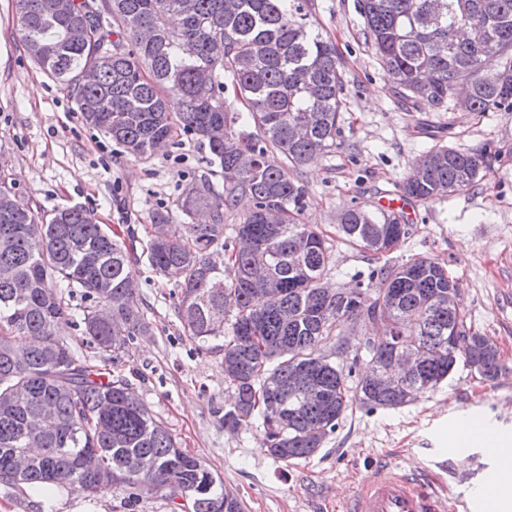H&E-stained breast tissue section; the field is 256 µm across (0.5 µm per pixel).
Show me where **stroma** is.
Here are the masks:
<instances>
[{
  "instance_id": "stroma-1",
  "label": "stroma",
  "mask_w": 512,
  "mask_h": 512,
  "mask_svg": "<svg viewBox=\"0 0 512 512\" xmlns=\"http://www.w3.org/2000/svg\"><path fill=\"white\" fill-rule=\"evenodd\" d=\"M312 2V16L335 41L345 73L341 143L299 173L306 189L302 222L333 238L326 286L367 285L374 267L334 238L345 208H377L434 145L482 152L478 182L416 205L409 234L391 258L420 255L447 264L460 286L461 308L498 346L505 373L488 382L460 364L407 405L354 406L318 451L284 462L262 447L259 428H225L233 392L224 383L221 357L186 336L174 282L147 261H140L135 279L150 333L136 337L128 355L109 366L88 345L77 344L76 351L87 364L125 379L181 448L223 480L243 512H345L376 463L425 467L451 489L478 493L487 473L496 471L497 456L481 442L458 447L448 427L470 416L512 439V112L438 110L422 102L403 107L365 40L359 0ZM205 156L203 146L180 132L163 152L138 160L87 125L65 85L29 56L15 0H0V181L12 185L22 207L46 217L79 206L112 231L132 229L144 240L156 212L183 223L179 203L191 181L207 174L222 188ZM58 498L63 505L55 512L75 501L88 512H192L189 499L151 493L135 499L115 486L92 496L66 488Z\"/></svg>"
}]
</instances>
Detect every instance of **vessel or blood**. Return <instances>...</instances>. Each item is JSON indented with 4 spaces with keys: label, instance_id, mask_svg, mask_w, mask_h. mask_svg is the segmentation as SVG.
<instances>
[{
    "label": "vessel or blood",
    "instance_id": "obj_1",
    "mask_svg": "<svg viewBox=\"0 0 512 512\" xmlns=\"http://www.w3.org/2000/svg\"><path fill=\"white\" fill-rule=\"evenodd\" d=\"M473 508L468 497L450 494L441 481L424 471L399 468L386 479L371 470L346 512H472Z\"/></svg>",
    "mask_w": 512,
    "mask_h": 512
}]
</instances>
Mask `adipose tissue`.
Returning <instances> with one entry per match:
<instances>
[{"instance_id": "adipose-tissue-1", "label": "adipose tissue", "mask_w": 512, "mask_h": 512, "mask_svg": "<svg viewBox=\"0 0 512 512\" xmlns=\"http://www.w3.org/2000/svg\"><path fill=\"white\" fill-rule=\"evenodd\" d=\"M460 446L482 441L493 448L500 459V467L494 478L482 490L492 512H512V444L505 442L499 433L477 419L463 418L451 428Z\"/></svg>"}]
</instances>
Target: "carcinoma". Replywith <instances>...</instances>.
I'll return each mask as SVG.
<instances>
[{
  "instance_id": "carcinoma-1",
  "label": "carcinoma",
  "mask_w": 512,
  "mask_h": 512,
  "mask_svg": "<svg viewBox=\"0 0 512 512\" xmlns=\"http://www.w3.org/2000/svg\"><path fill=\"white\" fill-rule=\"evenodd\" d=\"M16 0L19 33L32 59L72 93L83 120L140 160L181 130L208 149L224 177L208 178L181 203L186 231L157 212L143 252L180 288L178 314L189 339L222 355L236 394L224 412L229 430L258 424L274 458H306L349 407L394 408L436 387L459 363L485 381L505 371L498 347L448 306L453 277L435 258L384 262L373 288L332 291L323 232L299 220L298 170L337 146L344 78L336 44L309 20L308 0ZM364 35L392 88L407 102L448 108L454 85L470 86L471 112H512V0H360ZM137 18L128 26V16ZM90 34L70 38L76 26ZM478 26L475 43L461 32ZM499 57V79L484 64ZM87 70L98 74L83 80ZM230 78L246 116L220 95ZM178 99L181 111L169 110ZM248 129L235 131L239 119ZM483 155L444 145L417 159L398 183L403 196L433 202L473 186ZM232 241L224 215L240 198ZM409 234L402 219L365 206L342 213L336 235L378 259ZM133 245L81 207L45 219L18 208L0 182V481L50 495L58 486L85 494L118 484L192 498L193 512H241L224 483L178 446L163 422L127 391L124 379L99 382L72 349L81 323L105 360L149 331L131 288ZM81 289L88 305L70 307ZM381 322L390 338L352 343L357 319ZM231 336L224 339V323ZM368 368L355 387L331 361L350 348ZM414 349L424 369L401 385L372 376L394 353ZM319 389L323 400L309 391Z\"/></svg>"
}]
</instances>
